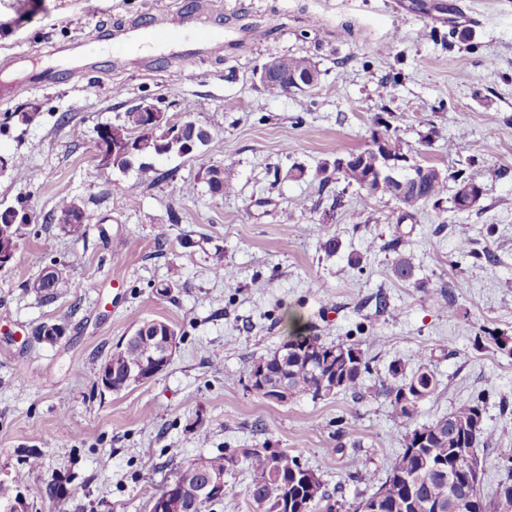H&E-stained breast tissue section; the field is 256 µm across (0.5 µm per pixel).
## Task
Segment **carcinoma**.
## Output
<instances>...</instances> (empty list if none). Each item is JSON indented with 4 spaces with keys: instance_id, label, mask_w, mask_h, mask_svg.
<instances>
[{
    "instance_id": "carcinoma-1",
    "label": "carcinoma",
    "mask_w": 512,
    "mask_h": 512,
    "mask_svg": "<svg viewBox=\"0 0 512 512\" xmlns=\"http://www.w3.org/2000/svg\"><path fill=\"white\" fill-rule=\"evenodd\" d=\"M381 134L388 142L389 150L403 152L390 124L379 121L372 134ZM163 143L168 154L181 152V145L172 143L171 128L163 124L155 128L151 139L143 140L133 147L116 165L125 172L132 167L146 175L154 168L147 159L158 154L156 143ZM365 157L364 166L349 165L334 168L338 178L349 186L363 189L366 170L377 164V157L367 147L357 151ZM206 183L214 194L230 195L235 191L234 174L229 169L218 170L206 167ZM413 180L406 183L403 191L389 180L377 185L376 192L365 196H390L404 208L402 218L413 217V212L429 205H438L447 190L448 176L443 173L421 175V169L412 172ZM27 202L20 199L17 205L0 210V247H9L18 252L20 229L23 223L7 216V213H24ZM76 202L72 198H61L56 203L51 220L64 225L67 233L75 239L84 237L85 224L76 214ZM47 273L43 267L39 275L25 284L43 300L54 299L55 290L64 280L65 268ZM389 276L406 282L413 275V267L404 257L395 258L388 267ZM156 354L155 346L148 342L133 346H118L107 356L104 363L112 368V383H124V388L136 385L125 382L131 369L150 360ZM266 363L268 376L263 382L251 385L253 393L270 399L268 385L279 380L286 381L290 395L333 397L341 391L359 392L363 378L369 372V361L357 343L327 344L311 334L294 333L283 345L267 356L259 357ZM392 380L383 381L376 394L384 397L391 406L392 418L401 428L402 448L389 464L387 475L374 491L363 496L351 506L352 512H434L441 504V512H448V505L456 500L469 499V512H512V491H496L494 498L482 496L480 484L469 481L465 470V456L469 450L487 447L492 435L485 424L484 400L479 398L464 402L429 423L417 421L422 402L432 397L438 389V380L428 365L423 364L406 375L400 368L391 371ZM245 461L250 473V483L245 495L254 512H316L317 505L325 497L320 476L302 464L300 456L286 448H243L231 453H222L200 462H191L178 469L173 482L180 488H189L185 500L191 512H210V507L223 497L194 496L191 490L198 481V470L203 468L211 474L228 476L240 461Z\"/></svg>"
}]
</instances>
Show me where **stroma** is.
Segmentation results:
<instances>
[{
    "instance_id": "obj_1",
    "label": "stroma",
    "mask_w": 512,
    "mask_h": 512,
    "mask_svg": "<svg viewBox=\"0 0 512 512\" xmlns=\"http://www.w3.org/2000/svg\"><path fill=\"white\" fill-rule=\"evenodd\" d=\"M393 2L0 0V155L24 159L0 173V209L22 197L31 214L15 261L0 269V479L38 458L21 489L25 512H147L180 466L262 446L299 454L344 503L372 493L347 476L384 480L401 447L384 398L277 403L246 387L252 360L278 349L294 318L325 342H365L364 386L395 366L431 364L439 388L419 422L484 398L494 435L478 451L484 496L505 479L497 458L512 454V352L476 338L485 328L512 337V0H447L443 23L427 17L433 0H408L400 13ZM156 16L221 28L224 39L173 81L167 51L145 61L115 51L117 31ZM299 55L316 63L317 86L265 94L255 68ZM18 82L26 92L12 94ZM144 99L211 135L193 157L154 158L160 181L101 170L93 154L95 128ZM34 102L37 121L20 122ZM378 118L406 154L482 183L479 205L459 212L447 196L405 220L390 197L340 180L321 187V170L367 148ZM211 164L233 171L234 194L209 191L201 171ZM291 167L302 177L286 178ZM64 196L88 215L84 238L47 221ZM395 237L397 251L385 250ZM464 237L491 261L457 257ZM398 255L413 266L405 283L387 273ZM50 261L67 273L45 303L25 284ZM379 293L390 313L370 304ZM147 320L178 332L168 366L103 389L101 363ZM45 322L63 334L42 340Z\"/></svg>"
}]
</instances>
